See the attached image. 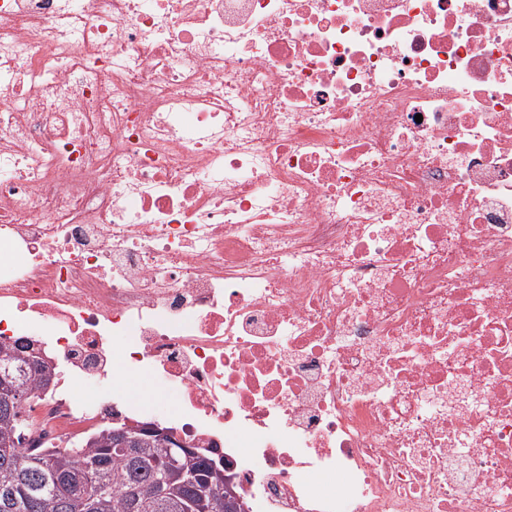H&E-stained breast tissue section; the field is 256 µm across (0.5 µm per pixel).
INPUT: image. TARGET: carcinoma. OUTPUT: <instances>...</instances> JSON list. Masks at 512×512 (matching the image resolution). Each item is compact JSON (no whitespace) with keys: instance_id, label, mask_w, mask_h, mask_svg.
<instances>
[{"instance_id":"carcinoma-1","label":"carcinoma","mask_w":512,"mask_h":512,"mask_svg":"<svg viewBox=\"0 0 512 512\" xmlns=\"http://www.w3.org/2000/svg\"><path fill=\"white\" fill-rule=\"evenodd\" d=\"M51 376L23 344H0V512H234L224 466L145 428L132 454L117 451L112 426L90 434L88 447L31 453L25 403Z\"/></svg>"}]
</instances>
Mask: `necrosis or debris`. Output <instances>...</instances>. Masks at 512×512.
<instances>
[{
    "mask_svg": "<svg viewBox=\"0 0 512 512\" xmlns=\"http://www.w3.org/2000/svg\"><path fill=\"white\" fill-rule=\"evenodd\" d=\"M35 449L155 375L250 512H512V0H0V342Z\"/></svg>",
    "mask_w": 512,
    "mask_h": 512,
    "instance_id": "1",
    "label": "necrosis or debris"
}]
</instances>
